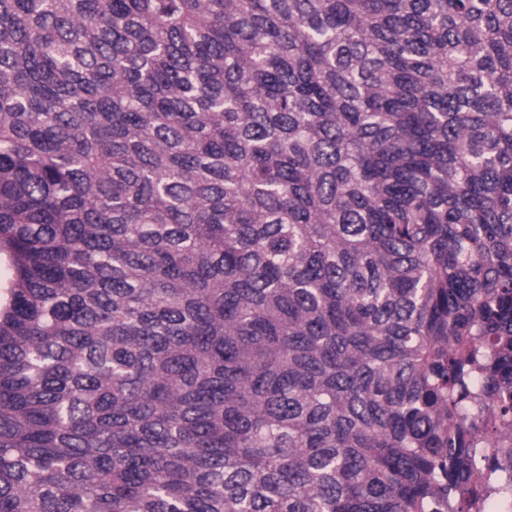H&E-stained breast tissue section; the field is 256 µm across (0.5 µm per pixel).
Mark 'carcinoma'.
<instances>
[{
	"instance_id": "1",
	"label": "carcinoma",
	"mask_w": 512,
	"mask_h": 512,
	"mask_svg": "<svg viewBox=\"0 0 512 512\" xmlns=\"http://www.w3.org/2000/svg\"><path fill=\"white\" fill-rule=\"evenodd\" d=\"M0 512H512V0H0Z\"/></svg>"
}]
</instances>
